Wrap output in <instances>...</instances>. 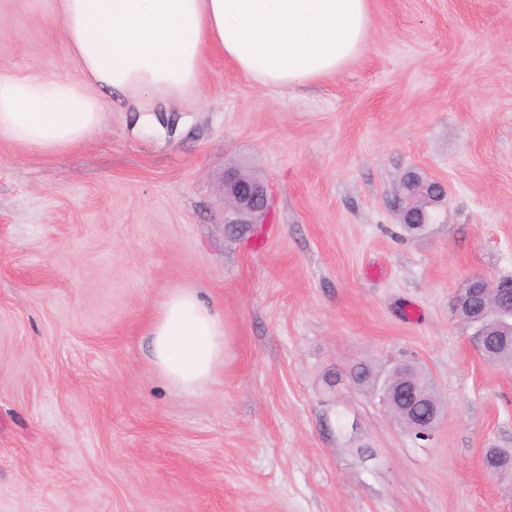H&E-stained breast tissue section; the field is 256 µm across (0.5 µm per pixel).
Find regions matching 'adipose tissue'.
<instances>
[{
    "label": "adipose tissue",
    "instance_id": "adipose-tissue-1",
    "mask_svg": "<svg viewBox=\"0 0 512 512\" xmlns=\"http://www.w3.org/2000/svg\"><path fill=\"white\" fill-rule=\"evenodd\" d=\"M77 76L0 74V139L44 154L103 125L98 89L143 99L197 87L209 51L263 87L335 74L360 52L369 0H58ZM150 362L174 391L201 392L224 362V316L191 288L164 300Z\"/></svg>",
    "mask_w": 512,
    "mask_h": 512
}]
</instances>
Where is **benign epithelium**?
Segmentation results:
<instances>
[{
    "label": "benign epithelium",
    "mask_w": 512,
    "mask_h": 512,
    "mask_svg": "<svg viewBox=\"0 0 512 512\" xmlns=\"http://www.w3.org/2000/svg\"><path fill=\"white\" fill-rule=\"evenodd\" d=\"M224 197V223L262 224L270 211L269 184L240 169H226L220 179ZM406 205L401 210L404 224H425L428 222V208L442 203L447 197L445 186L439 181H424L413 174L404 180ZM494 303L495 314L500 321L496 328L502 339L512 340V278H502L495 282L480 275L466 278L453 299V311L463 324L472 321L484 311L489 303ZM407 365L394 367V381L390 392L380 397V403L386 413L397 418L403 410L402 401L408 397L413 401L425 400V392L416 384L404 379ZM440 411H434L432 417L420 423L417 429L409 430L416 442H429L433 439L435 421Z\"/></svg>",
    "instance_id": "1"
}]
</instances>
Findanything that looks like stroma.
I'll return each mask as SVG.
<instances>
[{
  "instance_id": "35a3bbf8",
  "label": "stroma",
  "mask_w": 512,
  "mask_h": 512,
  "mask_svg": "<svg viewBox=\"0 0 512 512\" xmlns=\"http://www.w3.org/2000/svg\"><path fill=\"white\" fill-rule=\"evenodd\" d=\"M359 56L258 86L224 56L200 100L105 121L54 154L0 140V512H512V369L451 307L512 276V0H369ZM75 75L57 0L0 8V74ZM269 182L268 223L224 222L219 179ZM447 199L407 233L408 173ZM224 314L196 397L149 361L166 295ZM408 361L444 414L426 446L353 365Z\"/></svg>"
}]
</instances>
